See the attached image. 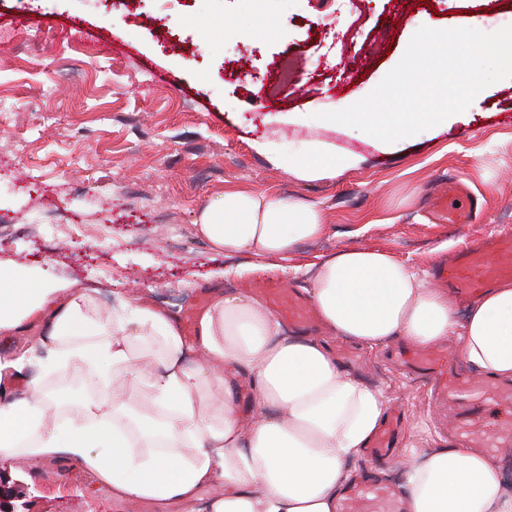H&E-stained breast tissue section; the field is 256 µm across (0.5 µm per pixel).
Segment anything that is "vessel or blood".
Masks as SVG:
<instances>
[{"mask_svg": "<svg viewBox=\"0 0 512 512\" xmlns=\"http://www.w3.org/2000/svg\"><path fill=\"white\" fill-rule=\"evenodd\" d=\"M433 216L439 224H470L477 218L471 202V190L464 181L451 178L441 181L433 193ZM438 284L452 289L462 300L491 288L503 279L512 278V230L472 241L448 261L440 264L434 274ZM268 304L284 319L299 329H306L311 310L294 292L272 287L265 289ZM451 355L438 346L412 348L398 355V360L412 372L429 379L439 405L449 407L458 418V431L469 448L490 452L502 438L512 439V386L492 380L461 377L449 369ZM507 408V419L489 421L487 405ZM401 423L388 417L370 439L367 450L371 456L391 455ZM336 512H404L399 494L390 486L364 476L346 486L336 505Z\"/></svg>", "mask_w": 512, "mask_h": 512, "instance_id": "1", "label": "vessel or blood"}]
</instances>
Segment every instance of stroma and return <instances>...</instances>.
Here are the masks:
<instances>
[{"mask_svg":"<svg viewBox=\"0 0 512 512\" xmlns=\"http://www.w3.org/2000/svg\"><path fill=\"white\" fill-rule=\"evenodd\" d=\"M506 0H434L439 29L471 17L505 26ZM418 0H0V261L42 266L95 290L112 308L140 297L176 316L211 288L252 293L259 283L295 291L301 268L361 246L389 250L412 269L465 241L512 228V80L475 97L448 128L383 151L319 113L369 94L401 60L417 30ZM32 26L19 25V17ZM320 141L358 153V168L302 182L254 141ZM461 177L478 218L433 223L437 183ZM259 190L315 205L326 235L289 259L237 274V259L199 233L202 208L225 191ZM341 363L382 390L400 412L399 447L351 466L402 487L405 449L447 444L456 424L427 383L392 362L400 341L369 350L344 338ZM77 466L25 461L0 470L28 512H185L88 493Z\"/></svg>","mask_w":512,"mask_h":512,"instance_id":"obj_1","label":"stroma"}]
</instances>
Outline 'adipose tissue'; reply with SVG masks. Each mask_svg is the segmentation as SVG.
<instances>
[{"label": "adipose tissue", "instance_id": "1", "mask_svg": "<svg viewBox=\"0 0 512 512\" xmlns=\"http://www.w3.org/2000/svg\"><path fill=\"white\" fill-rule=\"evenodd\" d=\"M255 150L311 182L357 168L355 152L310 141ZM200 233L224 255L285 260L326 231L313 205L230 190L200 215ZM306 293L328 336L374 348L454 340L481 375L512 379V282L474 301L464 319L447 292L387 250L360 247L316 263ZM43 332L36 356L0 362V375L33 370L24 392L0 404V465L66 461L117 500L193 512H335L351 461L379 428L380 390L344 367L325 339L292 332L245 293L214 291L194 341L165 312L130 299L101 314L78 281L0 262V332L31 314ZM90 366L100 393L49 420L38 369ZM248 381L254 412L238 399ZM223 389L220 399L205 395ZM407 512H512L497 460L451 446L411 448ZM210 486L222 492L204 500Z\"/></svg>", "mask_w": 512, "mask_h": 512}]
</instances>
